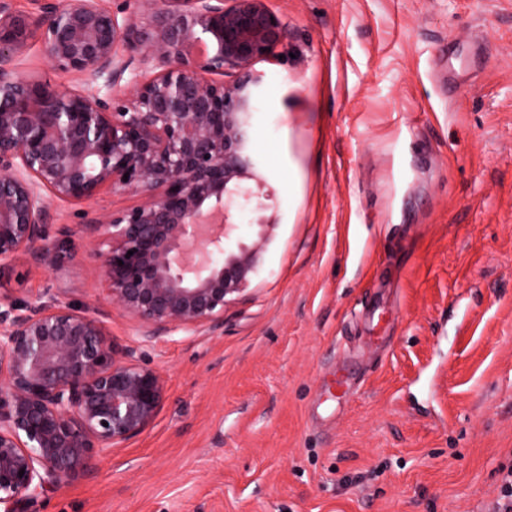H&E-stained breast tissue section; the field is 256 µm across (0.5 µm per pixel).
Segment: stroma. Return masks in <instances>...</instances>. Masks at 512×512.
Returning <instances> with one entry per match:
<instances>
[{
    "label": "stroma",
    "mask_w": 512,
    "mask_h": 512,
    "mask_svg": "<svg viewBox=\"0 0 512 512\" xmlns=\"http://www.w3.org/2000/svg\"><path fill=\"white\" fill-rule=\"evenodd\" d=\"M285 27L251 144L280 224L224 326L140 335L89 228L0 293L84 307L155 368L154 422L21 512H494L512 467V0H265ZM16 70L78 88L40 43ZM465 68L449 86V69ZM345 367L344 409L327 386Z\"/></svg>",
    "instance_id": "35a3bbf8"
}]
</instances>
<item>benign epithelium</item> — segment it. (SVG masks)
I'll list each match as a JSON object with an SVG mask.
<instances>
[{
    "label": "benign epithelium",
    "instance_id": "obj_1",
    "mask_svg": "<svg viewBox=\"0 0 512 512\" xmlns=\"http://www.w3.org/2000/svg\"><path fill=\"white\" fill-rule=\"evenodd\" d=\"M36 2L22 14L0 0V269L21 252L56 266L48 198L131 193L135 205L92 221L110 300L149 336L222 327L280 221L249 129L281 21L264 0H149L134 20L100 0ZM36 41L80 88L8 69ZM164 395L86 312L0 297L3 512L141 434Z\"/></svg>",
    "mask_w": 512,
    "mask_h": 512
}]
</instances>
